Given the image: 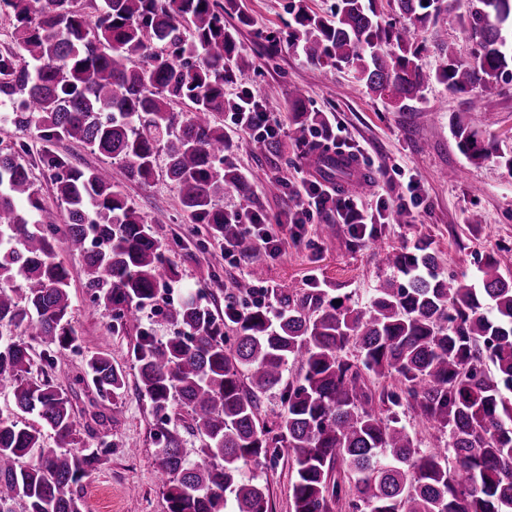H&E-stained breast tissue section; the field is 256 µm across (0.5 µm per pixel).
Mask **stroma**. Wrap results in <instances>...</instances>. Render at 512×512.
I'll return each mask as SVG.
<instances>
[{"label":"stroma","instance_id":"obj_1","mask_svg":"<svg viewBox=\"0 0 512 512\" xmlns=\"http://www.w3.org/2000/svg\"><path fill=\"white\" fill-rule=\"evenodd\" d=\"M305 4L319 15H330L335 0H244L249 25L225 15V27L235 29L240 51L254 61L241 80L226 83L224 96L236 100L242 91L273 112L281 148L260 155L253 150L252 136L229 130L230 158L244 174L265 170L289 184L315 178L319 170L304 159L288 138V100L292 90L304 87L309 111L322 113L337 147L357 157L373 185L361 197L364 208L375 207L378 197L397 205L408 195L409 180L419 182L424 201L403 223L382 224L378 231L382 248L412 249L425 239L437 257L440 272L473 283L486 255H494L504 274L512 276V84L488 95L483 109L471 111V95L429 80L420 101L401 110L390 101L371 94L352 69L318 70L299 48L289 45L291 9ZM460 120L493 135L496 157L475 164L462 155L451 129ZM26 146L35 188L42 203L57 211L58 236H65L68 222L47 171L37 163L46 145L37 129L18 131L0 121V149ZM54 151L82 167L103 165L104 159L89 146L67 140L54 141ZM125 194L152 228L166 258L177 267L182 286L200 290L202 301L223 314L236 280L253 278L255 285L276 289L303 288L317 281L333 295L367 302L373 288L391 272L376 250L352 237L338 216L314 214L300 240H292L288 228L278 256L257 253L247 265L234 266L224 259V246L209 236L204 225L188 223L178 194L164 174L150 182L123 180ZM70 273L73 300L71 325L78 334L76 352L45 360L44 347L33 344V374L47 372L55 386L72 397L73 417L82 440L96 446L100 440L115 442L111 459L93 470L82 482L86 505L92 512H168L163 488L156 478L153 433L156 419L149 402L128 391L120 407L98 399L90 385L81 383L88 355L102 351L113 364L135 376L132 350L139 330L121 327L104 307L90 302L84 286L81 257L66 250L56 252ZM137 444L128 453L127 444ZM291 462L281 455L276 465L245 464L244 476L267 480L271 512H290Z\"/></svg>","mask_w":512,"mask_h":512}]
</instances>
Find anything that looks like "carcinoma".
Here are the masks:
<instances>
[{"label":"carcinoma","mask_w":512,"mask_h":512,"mask_svg":"<svg viewBox=\"0 0 512 512\" xmlns=\"http://www.w3.org/2000/svg\"><path fill=\"white\" fill-rule=\"evenodd\" d=\"M378 0H336L324 17L300 5L290 43L315 66L349 67L379 97L401 110L423 97L432 78L475 92L472 106L512 81V0H393L408 21L382 19ZM250 22L240 0H102L89 14L76 0H0L12 19L17 51L0 52V119L32 127L48 139L91 147L109 163L81 170L68 156L47 153L68 230L56 238L58 214L44 206L30 164L0 153V383L37 428L0 416V512H85L82 480L112 455L102 441L81 445L67 392L48 375L30 377L29 347L19 329L57 358L73 348L70 274L56 260L64 247L83 259L92 303L122 325H139L158 290L179 282L151 228L122 190L115 172L147 182L158 155L192 224L243 253L255 251L240 218L224 211L228 193L245 195L272 177L247 176L229 160V136L218 115L224 84L253 61L238 50L224 13ZM460 29L476 46L461 61L435 42L441 62L430 75L420 64V32ZM42 62L37 75L30 61ZM190 103L187 111L174 105ZM289 138L325 176L368 189L363 174L309 140L324 123L292 91ZM460 152L474 163L496 149L458 121ZM403 276L385 280L363 306L335 303L315 284L279 292L276 304L244 312L230 301L224 318L187 295L169 309L170 332H141L133 348L138 390L158 421L156 472L168 512H269L268 487L241 474V463L276 464L292 457V512H512V276L488 255L478 284L448 280L428 242L411 250H380ZM296 379L285 382L288 365ZM98 397L119 405L122 369L104 353L85 361ZM395 384L377 391L370 376ZM283 388L281 422L261 419L260 397ZM419 425L448 433V446L424 452L398 409ZM200 439L187 458L177 411ZM56 449L43 448L42 428Z\"/></svg>","instance_id":"obj_1"}]
</instances>
